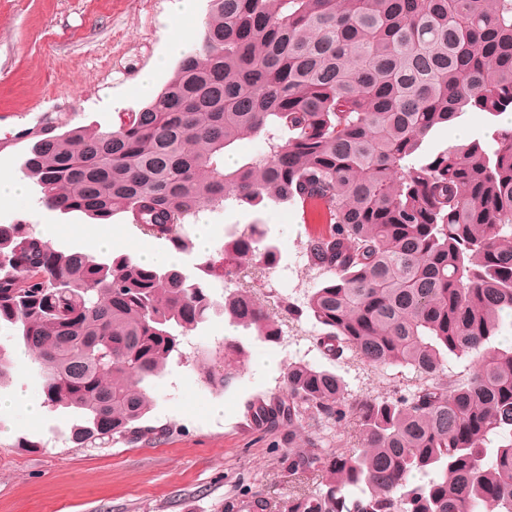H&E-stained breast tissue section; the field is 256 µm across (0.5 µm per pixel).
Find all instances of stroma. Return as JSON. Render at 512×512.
Wrapping results in <instances>:
<instances>
[{
  "instance_id": "obj_1",
  "label": "stroma",
  "mask_w": 512,
  "mask_h": 512,
  "mask_svg": "<svg viewBox=\"0 0 512 512\" xmlns=\"http://www.w3.org/2000/svg\"><path fill=\"white\" fill-rule=\"evenodd\" d=\"M168 2L0 0V143L49 118L69 129H108L117 125L119 113L139 111L155 99L183 56L170 44ZM149 69L153 82L139 84L140 73ZM460 126L472 140L492 133L486 115L470 112L436 132L428 149L459 143ZM256 218L282 251L277 268L248 281L278 317V342L255 340L220 317L187 336L185 361L147 386L154 400L147 424L159 432L154 444L125 438L74 447L68 439L71 418L60 409L43 410L39 426L31 427L4 401L22 391L43 402L44 374L34 360L15 369L12 382L0 387V512H224L230 500L237 512H252L258 497L267 501V512H288L289 497L321 482L289 477L287 428L248 426L244 405L279 390L294 359L290 343L303 346L306 362L335 372L351 396H395L411 387L415 375L409 368H374L348 352L325 357L312 323L282 311L284 270L304 290L321 279L304 255L311 223L300 207L282 205L258 216L241 208L205 214L217 242L225 229ZM1 221L30 224L57 249L101 253L94 237L78 231L88 217L48 210L34 190L0 208ZM228 337L241 340L248 354L236 379L218 391L199 372L217 359ZM22 439L31 440V447H19Z\"/></svg>"
}]
</instances>
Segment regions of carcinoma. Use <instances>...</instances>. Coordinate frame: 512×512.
<instances>
[{
    "label": "carcinoma",
    "mask_w": 512,
    "mask_h": 512,
    "mask_svg": "<svg viewBox=\"0 0 512 512\" xmlns=\"http://www.w3.org/2000/svg\"><path fill=\"white\" fill-rule=\"evenodd\" d=\"M468 112H512V0H211L200 47L116 128L19 131L21 163L48 209L98 224L122 214L142 234L193 250L204 209L325 205L308 237L325 278L305 302L323 354L416 373L397 397H346L333 372L288 364L278 392L245 403L258 428L288 427L294 470L323 487L288 512H512V129L425 154ZM246 137L264 151L227 167ZM233 254L275 268L254 221L224 231ZM222 316L275 343L269 308L246 288L215 297L201 277L115 252L55 249L28 224H0V323L45 374L44 404L70 410L77 447L130 437L146 386L183 357L182 338ZM473 357L464 379L448 359ZM224 389L233 372L207 369ZM349 423L356 450L324 448ZM304 436L307 449L298 447Z\"/></svg>",
    "instance_id": "1"
}]
</instances>
